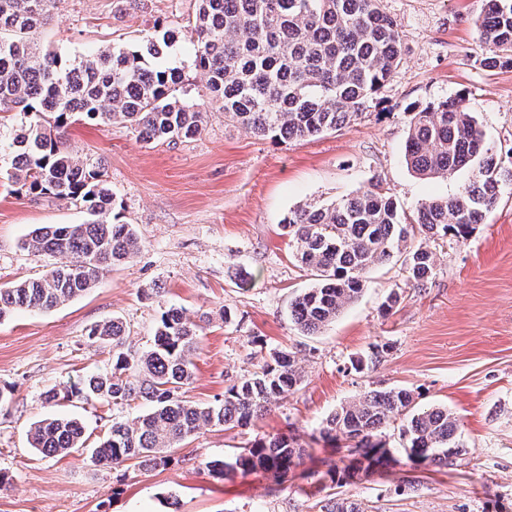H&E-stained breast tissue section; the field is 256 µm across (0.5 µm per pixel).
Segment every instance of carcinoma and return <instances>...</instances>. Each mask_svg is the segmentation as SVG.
Returning a JSON list of instances; mask_svg holds the SVG:
<instances>
[{
    "label": "carcinoma",
    "mask_w": 512,
    "mask_h": 512,
    "mask_svg": "<svg viewBox=\"0 0 512 512\" xmlns=\"http://www.w3.org/2000/svg\"><path fill=\"white\" fill-rule=\"evenodd\" d=\"M54 2L0 0V112L16 119L8 132L15 150L6 175L30 192L81 206L86 220L31 232L25 245L61 262L39 278L0 287V318L16 310H50L81 296L103 271L139 250L135 229L114 214L102 160L64 148L60 130L72 118L101 127L124 123L144 141L170 144L193 138L204 122V112L177 96L185 66L158 62L172 45L170 32L135 49L103 47L64 61L34 43ZM485 3L474 19L481 62L512 67V0ZM187 34L208 103L261 138L304 140L350 124L403 59L402 31L381 0H199ZM405 162L424 179L444 180L464 170L470 178L457 195L421 203L412 219L378 184L288 216L296 260L315 280L290 304L302 332L316 335L335 321L363 290L365 274L397 254L403 255L407 281L425 285L436 260L423 242L460 241L484 223L502 193L512 191V156L502 159L460 96L410 113ZM198 331L185 309L171 305L161 312L148 348L132 355L122 351L123 322L99 324L89 338L112 346V371L52 389L45 401L105 400L120 408L147 402L150 409L132 424L112 419L91 458L156 469L202 427L246 428L300 385L295 353L279 350L260 371L227 387L224 399H184ZM398 419L410 460L444 465L461 455L455 415L446 407L414 409L411 391L403 388L364 392L327 419L320 435L347 441L351 468L367 472L395 461L377 432ZM28 440L45 456L67 455L85 447V427L76 418L54 416L32 424ZM304 454L294 438L280 435L244 449L232 463L210 461L206 468L220 477L260 470L279 480ZM320 512L363 510L333 497Z\"/></svg>",
    "instance_id": "obj_1"
}]
</instances>
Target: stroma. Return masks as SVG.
<instances>
[{
    "instance_id": "obj_1",
    "label": "stroma",
    "mask_w": 512,
    "mask_h": 512,
    "mask_svg": "<svg viewBox=\"0 0 512 512\" xmlns=\"http://www.w3.org/2000/svg\"><path fill=\"white\" fill-rule=\"evenodd\" d=\"M483 0H382L400 25L404 56L371 106L344 128L309 140L274 142L206 110L199 134L169 145L145 143L124 124L78 121L63 140L102 158L120 222L141 240L129 263L103 272L94 288L48 311L19 310L0 319V512H320L323 499L357 502L364 512H512V194L501 196L466 239L437 242L436 275L411 286L401 260L373 269L359 298L336 322L308 336L289 314L313 284L298 266L284 221L291 210L328 203L379 182L405 212L432 197L459 193L461 172L425 180L408 169V114L461 96L500 152L512 150V68L483 67L474 51L473 19ZM196 0H56L38 30L39 47L63 58L103 46L141 45L194 16ZM68 201L35 195L0 177V287L38 277L56 260L26 247L41 224H78ZM249 282L238 287L235 274ZM160 298L146 297L149 289ZM400 300L387 314L390 292ZM209 315L187 399L223 398L231 380L260 370L273 349H299L300 388L248 428L202 427L169 465L145 469L95 464V445L113 417L134 421L145 402L113 410L103 402L46 403L55 386L112 367L111 347L89 330L119 317L125 352L142 351L165 306ZM230 307L229 322L218 314ZM383 347L379 362L355 371L352 359ZM406 388L419 407L445 406L458 419L467 452L448 465H418L400 453L397 429L386 428L396 463L373 474L332 482L349 464L346 441L320 438L341 404L372 389ZM56 414L79 418L88 447L45 457L26 431ZM293 436L307 454L275 483L262 471L223 479L206 469L255 441Z\"/></svg>"
}]
</instances>
